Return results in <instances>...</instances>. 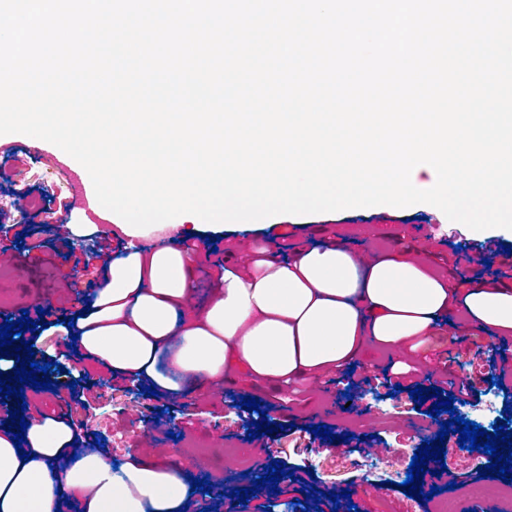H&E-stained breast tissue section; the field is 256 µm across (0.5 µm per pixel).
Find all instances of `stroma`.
Instances as JSON below:
<instances>
[{
	"mask_svg": "<svg viewBox=\"0 0 512 512\" xmlns=\"http://www.w3.org/2000/svg\"><path fill=\"white\" fill-rule=\"evenodd\" d=\"M34 188L53 197L41 221L49 225L89 223L78 197L93 194L94 187L81 164L49 142L23 134L0 135V210L7 212L14 223H27L32 210L19 204L18 194ZM63 202L70 204L69 213L60 210ZM315 226L339 235L346 246L363 253L378 248L422 247L449 275L462 281L500 270L512 275V230L474 231L423 203L403 211L371 206L306 215L278 214L261 226L239 221L225 231L207 232L204 238L245 243L272 240L288 253L300 248ZM489 240L498 241L500 249L489 255V264L484 267L476 258ZM59 252H71L89 261V268L80 273L82 281L99 276L102 262L93 258L84 239L62 233L47 237L45 248L40 250L18 248L11 234L0 240V307L7 316L21 312L22 301L34 289L54 296L50 308L53 317H62L70 309L72 298L65 283L43 265L46 256ZM496 352L512 359V337L502 339L491 353L484 337L460 332L452 341L439 342L428 351L404 354L403 359L415 367L414 379L425 387L447 378L472 379L475 390L465 396L463 410L470 419L487 426L503 417L506 403L505 395L489 381ZM455 355L462 356V364H444V357ZM81 366L87 370V377L77 382L72 374H60L54 396H45L40 389L24 393L25 415L51 414L79 421L80 447L97 446L116 459L130 448L161 450L177 446L187 455L204 458V475L210 481L223 476L230 462L225 448L230 444L247 459L244 471L249 478L261 475V468L255 465L259 459L292 466L293 478L280 485L278 493L257 495L252 512H302L297 502L300 493L315 489L325 494L349 490L359 512H435L436 500H417L401 488L411 463L412 441L417 437L435 438V420L420 415L417 402L408 392H390L383 380L366 387L331 373L315 384L295 383L278 391L257 389L253 395L261 409L246 413L232 386L224 395L202 393L188 403L177 399L165 404L144 394L133 403L127 397L128 381L108 379L102 365L93 360H83ZM346 391L355 402L349 413L344 412L341 402ZM261 414L279 430L259 441L248 440L246 422ZM320 424L338 434V441L314 436L312 428ZM458 446L457 435H448L444 444L448 473L439 478L425 477L423 491L446 487L451 475L463 473L469 483L481 482L487 488L484 496L467 501L470 512H512V502L504 501L498 493V480H484L478 474V466L489 464L490 455L480 454L473 464L458 455Z\"/></svg>",
	"mask_w": 512,
	"mask_h": 512,
	"instance_id": "35a3bbf8",
	"label": "stroma"
}]
</instances>
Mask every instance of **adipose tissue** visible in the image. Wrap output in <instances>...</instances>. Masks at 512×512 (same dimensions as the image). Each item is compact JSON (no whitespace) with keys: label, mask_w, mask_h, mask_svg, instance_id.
Returning a JSON list of instances; mask_svg holds the SVG:
<instances>
[{"label":"adipose tissue","mask_w":512,"mask_h":512,"mask_svg":"<svg viewBox=\"0 0 512 512\" xmlns=\"http://www.w3.org/2000/svg\"><path fill=\"white\" fill-rule=\"evenodd\" d=\"M205 246L128 247L109 265L88 313L75 318L78 347L112 375L162 395L223 390L244 382L312 383L353 362L364 344L416 351L444 336L459 311L465 329L488 342L512 334V284L484 279L462 288L434 271L426 251L373 257L337 239L304 245L290 257L275 242L224 247L205 305L195 301ZM22 448L0 429V512H178L212 507L191 491L203 462L178 453L126 451L120 465L77 448L66 419L29 420ZM30 454L20 460L19 451Z\"/></svg>","instance_id":"ef3b65f1"}]
</instances>
